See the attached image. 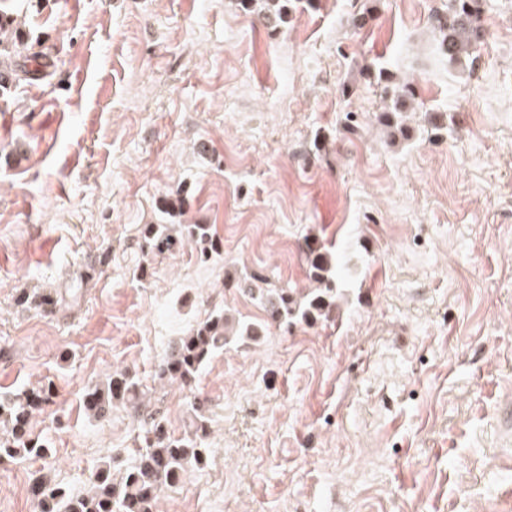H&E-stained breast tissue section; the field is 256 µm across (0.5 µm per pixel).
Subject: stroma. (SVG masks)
Returning a JSON list of instances; mask_svg holds the SVG:
<instances>
[{
  "label": "stroma",
  "mask_w": 512,
  "mask_h": 512,
  "mask_svg": "<svg viewBox=\"0 0 512 512\" xmlns=\"http://www.w3.org/2000/svg\"><path fill=\"white\" fill-rule=\"evenodd\" d=\"M447 9L287 0L270 27L237 0H0V391H55L32 425L49 452L0 470V512H36L38 475L81 494L134 464L129 410L83 409L115 370L174 435L209 404L210 454L158 512H512V0H482L456 61L429 20ZM157 224L222 247L153 252ZM312 233L345 294L330 320L156 386L209 314L264 319L239 278L308 287ZM181 234L183 243L194 246L202 256L209 257L221 249V241L215 237L207 224H186Z\"/></svg>",
  "instance_id": "obj_1"
}]
</instances>
